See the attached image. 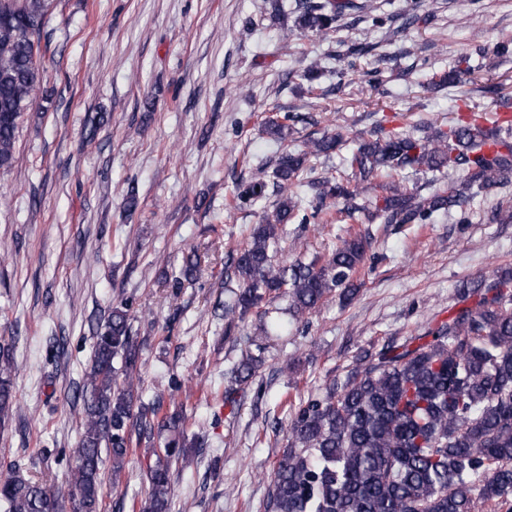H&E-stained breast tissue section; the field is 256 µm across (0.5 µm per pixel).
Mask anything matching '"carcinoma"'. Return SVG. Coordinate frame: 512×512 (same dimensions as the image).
Here are the masks:
<instances>
[{"label":"carcinoma","mask_w":512,"mask_h":512,"mask_svg":"<svg viewBox=\"0 0 512 512\" xmlns=\"http://www.w3.org/2000/svg\"><path fill=\"white\" fill-rule=\"evenodd\" d=\"M361 9L355 0H295L296 28L327 36L339 17ZM47 10L48 0H0V169L11 165L20 118L41 88ZM299 121L293 112L263 119L279 143L273 176L280 198L224 265L225 280L237 283L224 302L226 335L276 298L287 299L297 316L334 295L354 298L370 248L366 233L351 232L309 261L281 259L284 226L334 223L327 200L351 218L365 210L369 195L381 224H430L435 213L490 194L512 174V135L492 134L462 116L423 136L364 138L345 157L346 175L313 178L312 161L335 152L339 136L310 140L297 151L286 141ZM491 140L499 149L487 153ZM409 171L454 179L420 197L403 182ZM266 187L259 175L237 186L228 206L256 202ZM459 295L464 305L428 336L358 349L344 375L291 406L267 512H478L485 505L512 512V268L464 284ZM93 339L67 488L0 474L4 512H104V482L118 488L127 458L156 432L165 441L150 450L140 512H169L171 464L186 462L200 437L188 433L181 413L162 412L159 400L141 401L128 305L113 306ZM264 363L259 345L242 353L225 373L224 405L236 403ZM15 408L14 364L10 348L0 345V429Z\"/></svg>","instance_id":"1"}]
</instances>
